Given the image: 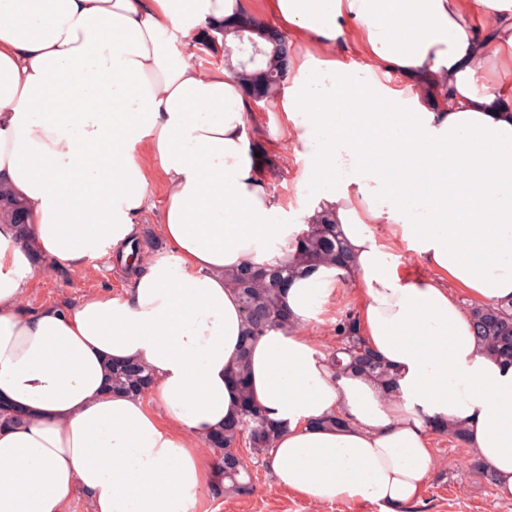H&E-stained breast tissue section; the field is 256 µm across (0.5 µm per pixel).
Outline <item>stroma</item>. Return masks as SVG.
I'll return each instance as SVG.
<instances>
[{
  "mask_svg": "<svg viewBox=\"0 0 512 512\" xmlns=\"http://www.w3.org/2000/svg\"><path fill=\"white\" fill-rule=\"evenodd\" d=\"M285 97V91H278L262 106L256 120L247 126V141L263 150L272 195L291 203L292 223L304 224L308 218L296 194V182L310 163L298 157L283 139ZM128 285L124 266L114 257L92 260L80 268L55 266L31 280L24 305L35 311L46 305L73 303L89 293L118 294ZM359 302V291L348 289L323 322L310 324L309 330L324 353L335 350L336 324L347 313L357 312ZM430 446L435 468L420 499L408 505L405 512H512V498H498L495 485L472 472L470 448L445 434L432 435ZM247 465L253 484L251 494L218 496L210 491L196 512H378L375 506L360 502L312 503L280 488L263 460L251 459Z\"/></svg>",
  "mask_w": 512,
  "mask_h": 512,
  "instance_id": "1",
  "label": "stroma"
}]
</instances>
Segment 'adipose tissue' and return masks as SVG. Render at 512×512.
Wrapping results in <instances>:
<instances>
[{"label":"adipose tissue","mask_w":512,"mask_h":512,"mask_svg":"<svg viewBox=\"0 0 512 512\" xmlns=\"http://www.w3.org/2000/svg\"><path fill=\"white\" fill-rule=\"evenodd\" d=\"M259 10L292 37L286 139L327 171L298 181L304 212L352 259L292 282L293 329L251 345L252 398L285 427L269 470L314 503L405 512L430 418L463 424L512 498V366L467 309L512 300V0H0V184L30 217L23 238L0 224V403L21 417L0 427V512L81 493L90 512H195L214 481L202 448L238 412L243 334L224 274L283 259L301 227L249 153L238 80L175 42ZM158 180L169 256H142L123 294L24 312L38 263L128 254ZM348 288L395 391L338 373L304 330ZM128 360L148 397L109 389Z\"/></svg>","instance_id":"1"}]
</instances>
